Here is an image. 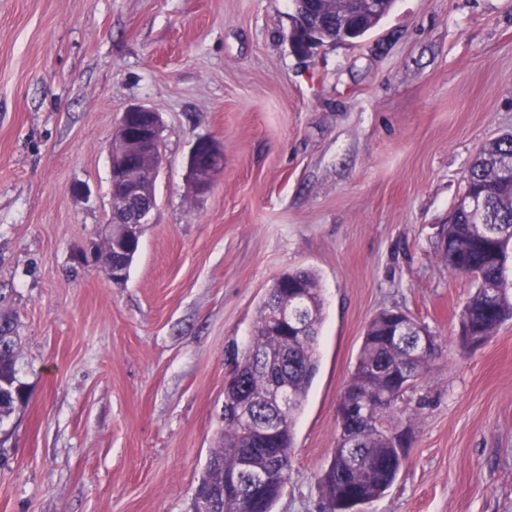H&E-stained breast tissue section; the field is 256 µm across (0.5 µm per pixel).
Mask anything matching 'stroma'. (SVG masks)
Instances as JSON below:
<instances>
[{"label": "stroma", "mask_w": 512, "mask_h": 512, "mask_svg": "<svg viewBox=\"0 0 512 512\" xmlns=\"http://www.w3.org/2000/svg\"><path fill=\"white\" fill-rule=\"evenodd\" d=\"M293 25L292 0H0V315L29 391L0 423V512H192L226 352L299 268L324 321L275 512H323L337 405L387 310L444 353L386 420L407 457L361 512H512V319L462 347L474 285L443 256L472 160L512 133V0H395L360 41L306 55ZM133 104L162 113L163 164L116 283L79 257ZM201 138L224 161L196 194Z\"/></svg>", "instance_id": "obj_1"}]
</instances>
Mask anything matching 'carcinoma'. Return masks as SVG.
Masks as SVG:
<instances>
[{"label": "carcinoma", "instance_id": "cac0c4a2", "mask_svg": "<svg viewBox=\"0 0 512 512\" xmlns=\"http://www.w3.org/2000/svg\"><path fill=\"white\" fill-rule=\"evenodd\" d=\"M294 28L318 19L320 43L335 38L336 6L330 0H293ZM512 158V134L490 141L472 161L466 187L450 216L444 257L457 277L476 285L459 313L460 339L465 346L485 343L512 318V293L504 283L505 262L512 247V187L500 179L498 164ZM491 224L502 238L483 237L477 225ZM300 297L305 312L298 336L273 327L276 308ZM324 303L317 275L310 269L282 273L258 307L257 320L240 350H234L231 375L235 386L224 401L242 405L239 416L224 420L220 446L211 451L194 496L219 495L218 512H273L288 483L295 418L318 366V336ZM411 325L413 335L394 336L397 324ZM426 329L405 313L382 312L367 326L360 354L337 408L340 433L328 467L320 478L328 512H357L360 505L382 496L396 480L406 449L383 422L404 394L441 355L439 345L419 350L417 334ZM21 338L16 323L0 319V423L28 400L17 376ZM292 395L284 410L276 403L279 390ZM269 415L275 432L256 440L252 424ZM355 434V447L346 436ZM249 462L258 479L252 493L236 485L242 464Z\"/></svg>", "mask_w": 512, "mask_h": 512}]
</instances>
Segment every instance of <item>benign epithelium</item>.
I'll use <instances>...</instances> for the list:
<instances>
[{
    "label": "benign epithelium",
    "instance_id": "benign-epithelium-1",
    "mask_svg": "<svg viewBox=\"0 0 512 512\" xmlns=\"http://www.w3.org/2000/svg\"><path fill=\"white\" fill-rule=\"evenodd\" d=\"M385 0H346L345 16L336 19V41L349 42V20L382 14ZM162 113L146 105H132L123 113L109 147L111 198L118 210L106 222L104 254L93 244V260L107 269L114 282L124 280L126 259L113 258L112 251L140 238L154 205L147 203L162 162L160 138ZM223 148L209 138L196 141L188 161L189 181L193 191L204 194L212 187L223 158Z\"/></svg>",
    "mask_w": 512,
    "mask_h": 512
}]
</instances>
